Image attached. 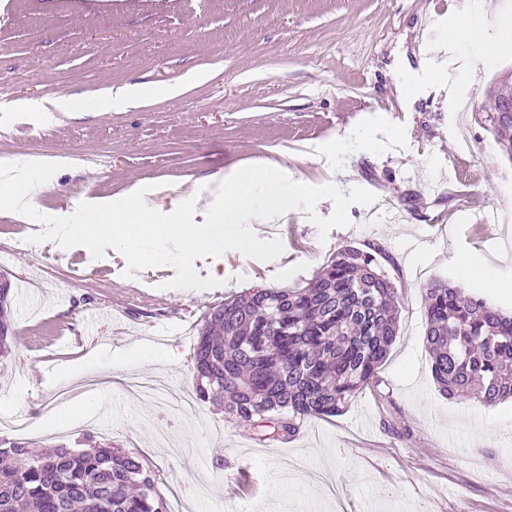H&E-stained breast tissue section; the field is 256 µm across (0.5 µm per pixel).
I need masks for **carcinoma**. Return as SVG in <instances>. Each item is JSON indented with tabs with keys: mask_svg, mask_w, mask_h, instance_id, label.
<instances>
[{
	"mask_svg": "<svg viewBox=\"0 0 512 512\" xmlns=\"http://www.w3.org/2000/svg\"><path fill=\"white\" fill-rule=\"evenodd\" d=\"M382 247L348 245L299 288H260L213 308L198 328L195 393L229 418L285 440L308 417H336L374 376L399 331L398 288ZM431 373L450 399L512 400V316L443 281L425 288ZM11 284H0V357L14 341ZM43 452L5 443L0 512H171L138 452L91 434Z\"/></svg>",
	"mask_w": 512,
	"mask_h": 512,
	"instance_id": "1",
	"label": "carcinoma"
}]
</instances>
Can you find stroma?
<instances>
[{
  "instance_id": "1",
  "label": "stroma",
  "mask_w": 512,
  "mask_h": 512,
  "mask_svg": "<svg viewBox=\"0 0 512 512\" xmlns=\"http://www.w3.org/2000/svg\"><path fill=\"white\" fill-rule=\"evenodd\" d=\"M0 0V161L62 165L35 207L62 216L133 182L168 211L194 187L250 163L308 185L364 188L350 223L319 242L306 212L256 224L280 239L271 260L229 250L200 258L208 289H172V266L126 277L114 249L40 248L0 232V275L13 288L15 346L0 361V422L27 418L23 438L76 446L83 434L142 453L180 512H512V400L493 407L444 397L424 342V289L450 281L512 314V160L481 121L487 88L512 74V0ZM477 20L487 49L449 30ZM409 70L416 84L401 85ZM191 71L178 97L151 95L100 112V95L157 88ZM86 99L81 112L44 109ZM498 221L484 223L487 210ZM371 242L399 288V335L376 377L337 417H310L288 440L201 404L167 411L125 378L194 387L204 315L255 288H296L338 250ZM493 268L490 288L463 268Z\"/></svg>"
}]
</instances>
